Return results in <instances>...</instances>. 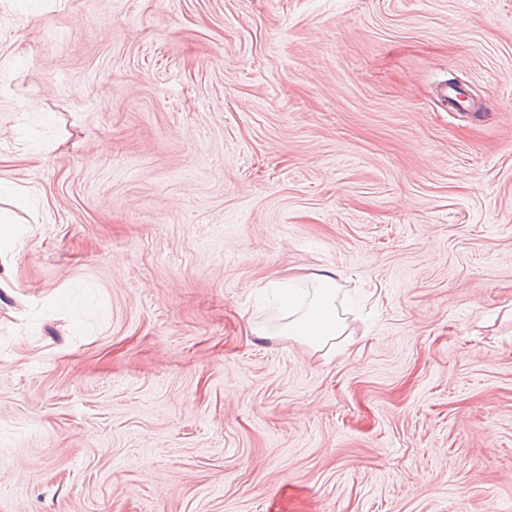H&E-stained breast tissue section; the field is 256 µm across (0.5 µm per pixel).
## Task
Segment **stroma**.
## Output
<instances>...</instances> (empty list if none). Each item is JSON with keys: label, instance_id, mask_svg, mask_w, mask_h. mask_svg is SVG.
Here are the masks:
<instances>
[{"label": "stroma", "instance_id": "obj_1", "mask_svg": "<svg viewBox=\"0 0 512 512\" xmlns=\"http://www.w3.org/2000/svg\"><path fill=\"white\" fill-rule=\"evenodd\" d=\"M0 57V512H512V0H0ZM316 283L312 296L294 288L296 276L277 277L269 280L266 288L276 290L284 323L279 327L280 335L295 336L311 346L325 347L341 336L345 330L336 298L339 284L336 271L322 270L310 274Z\"/></svg>", "mask_w": 512, "mask_h": 512}]
</instances>
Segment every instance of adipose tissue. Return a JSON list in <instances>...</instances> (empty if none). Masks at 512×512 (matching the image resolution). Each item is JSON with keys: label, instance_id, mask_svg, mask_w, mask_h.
Returning <instances> with one entry per match:
<instances>
[{"label": "adipose tissue", "instance_id": "ef3b65f1", "mask_svg": "<svg viewBox=\"0 0 512 512\" xmlns=\"http://www.w3.org/2000/svg\"><path fill=\"white\" fill-rule=\"evenodd\" d=\"M313 280L316 287L309 295L295 288L290 276L271 279L268 286L279 295L283 319L279 334L322 348L342 335L345 326L336 307L339 284L335 271H321Z\"/></svg>", "mask_w": 512, "mask_h": 512}]
</instances>
